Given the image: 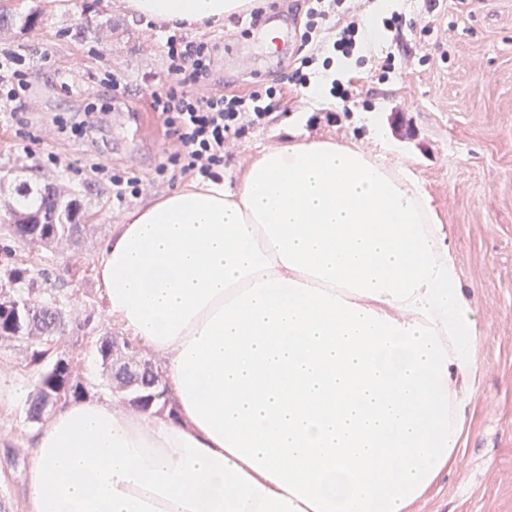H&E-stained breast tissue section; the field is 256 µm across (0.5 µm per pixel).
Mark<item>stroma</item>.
I'll list each match as a JSON object with an SVG mask.
<instances>
[{"label": "stroma", "instance_id": "35a3bbf8", "mask_svg": "<svg viewBox=\"0 0 512 512\" xmlns=\"http://www.w3.org/2000/svg\"><path fill=\"white\" fill-rule=\"evenodd\" d=\"M36 5L31 31H0V44L40 46L24 59L25 123L0 111V177L54 182L81 199L90 231L78 244L48 250L0 234V268L20 264L63 289L72 317L64 341L95 397L101 378L95 342L119 329L104 309L100 248L126 212L150 206L170 189H150L117 207L110 183L96 179L87 164L96 157L144 181L156 179L172 146L146 94L167 77L163 45L170 30L129 16L121 0ZM391 9L418 29L398 39L385 33L379 45L360 51L349 75L360 89L356 102L346 107L335 98L319 102L308 92L285 90L279 109L225 147L224 177L233 179L257 149L286 145L294 136L375 150L369 119L379 117L445 226L481 330V372L464 410L463 443L418 512H512V0H392ZM249 20L244 12L223 26L196 29L217 48L207 89L282 87L293 56L270 49L261 35L245 36ZM84 24L90 27L85 38L77 33ZM389 54L402 71L383 80L376 64ZM114 73L130 94L124 109L107 111L103 80ZM126 112L140 115V126L123 125ZM82 118L89 121L86 135H73L71 124ZM17 143L29 148L30 160H16ZM56 153L68 157L69 166L55 165ZM25 408L0 403V512L29 510L24 445L36 427L26 421Z\"/></svg>", "mask_w": 512, "mask_h": 512}]
</instances>
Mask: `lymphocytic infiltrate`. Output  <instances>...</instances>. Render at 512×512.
I'll list each match as a JSON object with an SVG mask.
<instances>
[{
	"label": "lymphocytic infiltrate",
	"mask_w": 512,
	"mask_h": 512,
	"mask_svg": "<svg viewBox=\"0 0 512 512\" xmlns=\"http://www.w3.org/2000/svg\"><path fill=\"white\" fill-rule=\"evenodd\" d=\"M330 33L333 51L344 56L359 49L364 36L361 0H308L302 45ZM168 78L150 90L147 103L163 119L165 135L174 151L158 169L160 183L203 182L224 173V144L246 127L262 122L279 108L280 88L268 86L239 93L205 92L214 47L203 38L180 31L165 42Z\"/></svg>",
	"instance_id": "obj_1"
}]
</instances>
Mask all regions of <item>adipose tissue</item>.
<instances>
[{
    "label": "adipose tissue",
    "mask_w": 512,
    "mask_h": 512,
    "mask_svg": "<svg viewBox=\"0 0 512 512\" xmlns=\"http://www.w3.org/2000/svg\"><path fill=\"white\" fill-rule=\"evenodd\" d=\"M122 2L173 28L249 7ZM370 125L378 152L294 139L113 226L105 310L176 413L59 409L25 446L30 512H412L462 442L480 331L429 195Z\"/></svg>",
    "instance_id": "ef3b65f1"
}]
</instances>
